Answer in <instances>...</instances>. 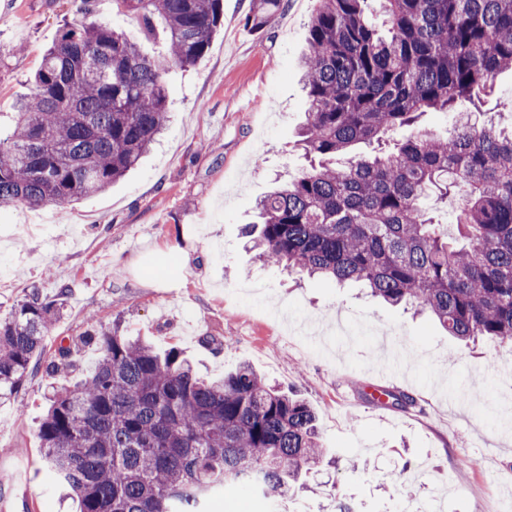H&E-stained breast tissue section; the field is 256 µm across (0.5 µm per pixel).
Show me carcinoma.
<instances>
[{
	"label": "carcinoma",
	"instance_id": "cac0c4a2",
	"mask_svg": "<svg viewBox=\"0 0 512 512\" xmlns=\"http://www.w3.org/2000/svg\"><path fill=\"white\" fill-rule=\"evenodd\" d=\"M118 2L148 31L161 22L165 63L108 22L65 23L0 132L1 205H63L122 179L169 121L166 67L200 62L224 25L223 0ZM369 2L321 0L314 13L299 136L321 161L265 195L245 234L266 265L358 283L465 343L512 345V117L456 111L512 71V0H377L380 27ZM426 112L455 113L454 133L382 149ZM360 142L374 154L349 155ZM460 182L450 238L423 200L446 203ZM63 310L33 290L0 320V400L39 369ZM85 342L100 358L74 387H51L39 424L43 461L80 512H205L242 480L270 504L322 457L314 409L248 364L206 381L175 347L116 328ZM71 356L59 347L45 372Z\"/></svg>",
	"mask_w": 512,
	"mask_h": 512
}]
</instances>
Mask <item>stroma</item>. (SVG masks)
Instances as JSON below:
<instances>
[{
  "label": "stroma",
  "mask_w": 512,
  "mask_h": 512,
  "mask_svg": "<svg viewBox=\"0 0 512 512\" xmlns=\"http://www.w3.org/2000/svg\"><path fill=\"white\" fill-rule=\"evenodd\" d=\"M318 0H284L248 24L253 0H224V27L206 57L166 75L169 122L141 165L100 194L47 205L37 234L23 204L0 205V318L31 290L65 292L45 332L47 354L76 344V384L100 353L78 346L118 326L157 350H182L198 375L243 362L316 410L324 458L288 512H397L409 498L441 512H493L512 499V347L460 344L429 315L264 267L244 227L274 182L310 166L300 57ZM71 0L0 5V125L9 126L42 51L76 19ZM51 383L28 376L0 403V512H79L44 464L39 421ZM411 406L376 405L371 391Z\"/></svg>",
  "instance_id": "1"
}]
</instances>
